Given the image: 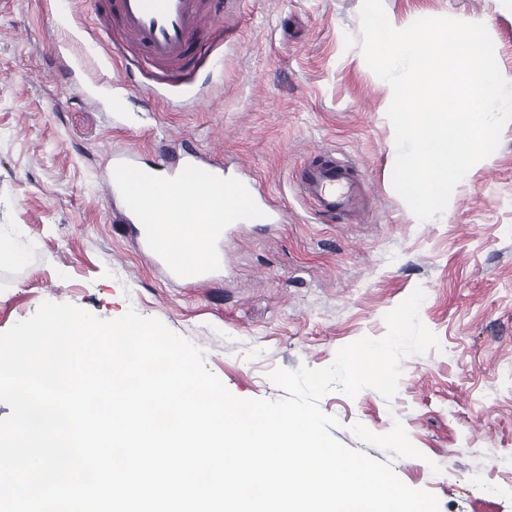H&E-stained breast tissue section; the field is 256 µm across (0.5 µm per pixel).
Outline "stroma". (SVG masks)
Instances as JSON below:
<instances>
[{"mask_svg":"<svg viewBox=\"0 0 512 512\" xmlns=\"http://www.w3.org/2000/svg\"><path fill=\"white\" fill-rule=\"evenodd\" d=\"M225 29L188 83L161 80L119 25L92 38L89 0H0V231L21 265L0 267V332L46 301L113 320H160L203 350L240 399L284 397L276 369L329 366L422 288V322L441 347L402 362L396 395L332 389V434L379 461L354 423L383 434L400 419L417 458L394 463L440 512H512V121L445 211L419 221L392 186V89L367 65L362 0H222ZM395 25L426 17L484 23L512 83V0H383ZM190 142L248 177L282 219L224 236V269L171 282L115 215L104 180L113 152L139 166ZM354 164L365 208L331 218L297 178L317 150ZM441 474H433L432 465Z\"/></svg>","mask_w":512,"mask_h":512,"instance_id":"1","label":"stroma"}]
</instances>
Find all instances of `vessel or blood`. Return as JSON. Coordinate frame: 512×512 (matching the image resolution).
<instances>
[{
    "mask_svg": "<svg viewBox=\"0 0 512 512\" xmlns=\"http://www.w3.org/2000/svg\"><path fill=\"white\" fill-rule=\"evenodd\" d=\"M115 8L125 40L147 60L164 66L172 78L188 74L195 66L198 52L206 45L205 18L218 24L224 21L220 13L208 11L206 0H116ZM189 165L217 176L224 173L223 165L186 149L163 171L165 176L174 177ZM300 187L325 213L342 216L354 212L363 200L361 185L353 178L349 164L328 152L309 159Z\"/></svg>",
    "mask_w": 512,
    "mask_h": 512,
    "instance_id": "b4317fda",
    "label": "vessel or blood"
}]
</instances>
